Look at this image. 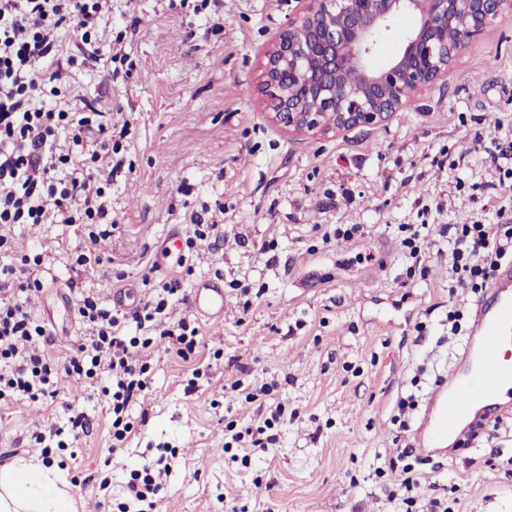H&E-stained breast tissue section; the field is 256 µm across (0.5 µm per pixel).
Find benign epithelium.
Instances as JSON below:
<instances>
[{"instance_id": "benign-epithelium-1", "label": "benign epithelium", "mask_w": 512, "mask_h": 512, "mask_svg": "<svg viewBox=\"0 0 512 512\" xmlns=\"http://www.w3.org/2000/svg\"><path fill=\"white\" fill-rule=\"evenodd\" d=\"M305 2L264 63L267 106L277 123L295 133L387 122L409 105L408 90L447 75L464 46L512 10V0ZM402 15L411 23L379 64L372 47Z\"/></svg>"}]
</instances>
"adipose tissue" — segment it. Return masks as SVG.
<instances>
[{"instance_id":"adipose-tissue-1","label":"adipose tissue","mask_w":512,"mask_h":512,"mask_svg":"<svg viewBox=\"0 0 512 512\" xmlns=\"http://www.w3.org/2000/svg\"><path fill=\"white\" fill-rule=\"evenodd\" d=\"M65 496L53 491L47 475L35 466L0 469V512H68Z\"/></svg>"}]
</instances>
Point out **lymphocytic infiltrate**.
Masks as SVG:
<instances>
[{
    "label": "lymphocytic infiltrate",
    "mask_w": 512,
    "mask_h": 512,
    "mask_svg": "<svg viewBox=\"0 0 512 512\" xmlns=\"http://www.w3.org/2000/svg\"><path fill=\"white\" fill-rule=\"evenodd\" d=\"M102 10L103 0H0V402L55 399L65 390L74 403L103 388L112 405V438L120 444L134 427L130 407L149 389L155 341L168 340L176 355L187 359L202 340L196 319L171 316L172 301L182 291L179 279L163 281L123 312L90 289L77 290L75 312L86 336L60 366L45 351L49 330L29 310L46 284L44 257H19L12 249L21 226L81 224L84 244L71 256L72 269L84 271L100 261L99 247L109 235L104 227L111 208L108 190L123 166L111 159L107 166L99 164L101 156L112 153V128L97 110L69 112L39 101L73 97L65 68L78 58L112 65L97 38ZM65 28L77 40V55L60 54ZM497 215L495 224L476 221L442 230L457 283L475 293L485 290L501 265L512 262V213L501 209ZM129 322L137 335L125 334ZM397 458L387 478L401 512H436L440 499L424 509L414 494L423 456L407 445ZM157 470L169 473L165 458L133 473L131 493L116 502L117 512H153L160 489L153 476Z\"/></svg>",
    "instance_id": "f902f5d3"
}]
</instances>
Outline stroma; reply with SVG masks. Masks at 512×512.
Here are the masks:
<instances>
[{"label":"stroma","instance_id":"1","mask_svg":"<svg viewBox=\"0 0 512 512\" xmlns=\"http://www.w3.org/2000/svg\"><path fill=\"white\" fill-rule=\"evenodd\" d=\"M100 23L104 54L125 55L114 77L76 62L69 80L79 112L93 100L126 129V167L112 183V227L99 264L79 275L110 301L118 285L137 297L177 276L184 290L222 280L219 318L199 317L196 353L182 359L158 343L144 405L131 436L112 446L105 396L81 404L88 427L54 450L50 470L66 483L70 512H107L128 495L133 471L166 456L157 512H394L375 476L408 441L392 421L396 399L426 398L461 355L478 297L453 285L438 254L443 225L495 223L511 198L492 189V138L512 134V11L460 53L447 78L416 92L389 122L328 134L282 129L266 105L262 62L297 17L300 0H110ZM460 160L456 171L439 161ZM425 205H418L419 194ZM223 227L224 246L187 251L184 265L157 268L169 228L192 237L191 216ZM356 224L348 239L337 225ZM403 224H426L417 258L401 245ZM81 225L18 228L17 255L43 251L51 275L32 312L63 363L84 329L56 297L73 271ZM387 255H380V244ZM463 335L447 336L449 307ZM426 325L418 339V325ZM265 395H255L262 384ZM64 398L0 406V467L43 463L33 436L67 427ZM281 404L269 448L224 449L227 424L241 428ZM512 457V414L465 449L434 451L420 501L458 487V512H512V475L483 467Z\"/></svg>","mask_w":512,"mask_h":512}]
</instances>
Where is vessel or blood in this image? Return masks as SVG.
<instances>
[{
	"instance_id": "vessel-or-blood-1",
	"label": "vessel or blood",
	"mask_w": 512,
	"mask_h": 512,
	"mask_svg": "<svg viewBox=\"0 0 512 512\" xmlns=\"http://www.w3.org/2000/svg\"><path fill=\"white\" fill-rule=\"evenodd\" d=\"M224 301L223 286L213 280L191 292L192 309L207 317L223 315ZM470 336L462 366L430 392L413 432L414 447H446L506 413L503 399L512 398V263L500 268L480 298Z\"/></svg>"
}]
</instances>
